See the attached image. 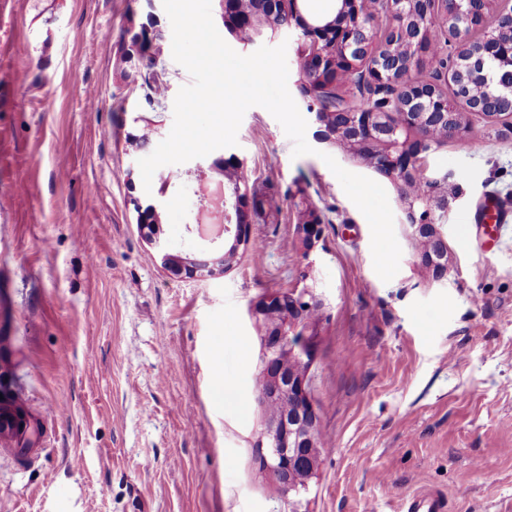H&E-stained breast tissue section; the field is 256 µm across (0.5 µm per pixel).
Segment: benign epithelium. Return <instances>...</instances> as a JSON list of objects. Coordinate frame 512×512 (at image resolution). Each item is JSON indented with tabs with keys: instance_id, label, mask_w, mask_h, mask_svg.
I'll list each match as a JSON object with an SVG mask.
<instances>
[{
	"instance_id": "obj_1",
	"label": "benign epithelium",
	"mask_w": 512,
	"mask_h": 512,
	"mask_svg": "<svg viewBox=\"0 0 512 512\" xmlns=\"http://www.w3.org/2000/svg\"><path fill=\"white\" fill-rule=\"evenodd\" d=\"M303 2L292 0L293 18L303 33V42L297 48L298 87L301 96L311 103L315 121L323 127L321 139L374 153L380 171L401 183L414 177V166L431 149L433 142L427 131L442 126L448 136L463 138L467 133L465 114L478 113L490 120L499 117L491 107L493 98L489 95H466L464 109H451L439 84L419 83L411 75L415 60L426 53L432 42V22L439 15L445 19L457 51L452 53L449 65L438 70V79L459 90L473 83L490 87L493 80L483 66L486 51L494 54L498 67L512 69V41H502L495 31L485 36L481 49L459 55L472 20L484 13L487 0H383L386 16L394 21L389 35L407 48V54L401 57L372 44L370 25L361 19L360 0H336V14L331 19L305 16L300 8ZM280 3L281 0H253V6L246 8L243 0H224V20L239 32L248 33L259 14L275 28ZM344 69L362 87L378 91L383 96L381 105L369 112H337L315 105L314 101L335 92L336 76ZM445 183L447 178L442 177L423 197L404 198L414 233L428 243L418 257L439 279L448 272V243L436 221L437 214H448V196L442 188ZM234 194L236 222H231L229 212H224L222 233L230 242L224 256L183 258L167 253L158 242L162 265L189 276H222L239 247L250 242L248 214H272L266 195L256 191L242 193L237 188ZM296 232L304 255H309L321 236V220L316 212H305ZM325 309V297L317 292L314 282L265 296L249 311L251 319L263 330L260 372L264 384L255 395L265 409V418L253 447L259 469L274 479L282 499L294 510L299 509L295 494L308 484L319 466L312 453L304 467L297 459L299 452L318 447V413L310 389V371ZM310 310L317 317H307ZM33 432L28 412L1 389L0 440L9 437L20 446Z\"/></svg>"
}]
</instances>
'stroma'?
Listing matches in <instances>:
<instances>
[{"mask_svg": "<svg viewBox=\"0 0 512 512\" xmlns=\"http://www.w3.org/2000/svg\"><path fill=\"white\" fill-rule=\"evenodd\" d=\"M236 52L286 44L288 89L313 152L263 107L202 176L144 186L138 159L173 125L180 87L162 0H0V361L6 384L42 427L25 459L0 445V512H288L255 459L264 411L253 391L260 330L250 307L310 273L327 295L311 392L330 450L308 512H397L422 489L449 512H512V115L468 117L469 134L432 146L447 175L448 273L435 279L414 246L394 180L336 145L297 87L295 28H260ZM54 47L18 52L31 28ZM153 86L164 88L159 100ZM386 191L402 250L388 282L371 230L326 165ZM256 189L279 211L253 220L252 243L218 279L164 269L140 228L183 257L223 254L194 227L198 181ZM322 235L304 257L306 208Z\"/></svg>", "mask_w": 512, "mask_h": 512, "instance_id": "1", "label": "stroma"}]
</instances>
